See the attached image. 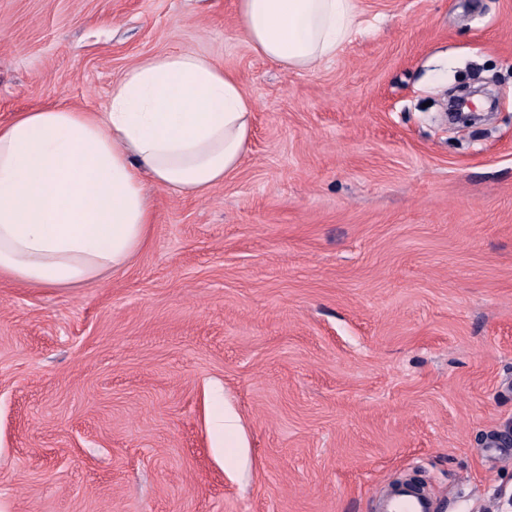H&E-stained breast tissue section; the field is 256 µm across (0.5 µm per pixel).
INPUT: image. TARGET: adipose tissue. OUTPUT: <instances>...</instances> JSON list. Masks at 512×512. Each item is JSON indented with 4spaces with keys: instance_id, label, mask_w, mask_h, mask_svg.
<instances>
[{
    "instance_id": "1",
    "label": "adipose tissue",
    "mask_w": 512,
    "mask_h": 512,
    "mask_svg": "<svg viewBox=\"0 0 512 512\" xmlns=\"http://www.w3.org/2000/svg\"><path fill=\"white\" fill-rule=\"evenodd\" d=\"M259 56L307 70L360 24L356 0H237ZM256 104L240 80L184 50L147 57L112 85L103 111L49 107L0 125V276L79 288L149 242L146 184L200 197L237 172Z\"/></svg>"
}]
</instances>
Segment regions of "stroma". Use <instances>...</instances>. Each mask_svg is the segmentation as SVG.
Segmentation results:
<instances>
[{
	"label": "stroma",
	"instance_id": "1",
	"mask_svg": "<svg viewBox=\"0 0 512 512\" xmlns=\"http://www.w3.org/2000/svg\"><path fill=\"white\" fill-rule=\"evenodd\" d=\"M284 71L236 0H0V123L106 106L192 50L257 102L238 172L148 186L151 241L80 288L0 277V512H512V0H358ZM496 109L449 125V88ZM233 414L225 435L218 421ZM377 507L378 512H436L437 509L431 495L405 482L387 487L379 497Z\"/></svg>",
	"mask_w": 512,
	"mask_h": 512
}]
</instances>
